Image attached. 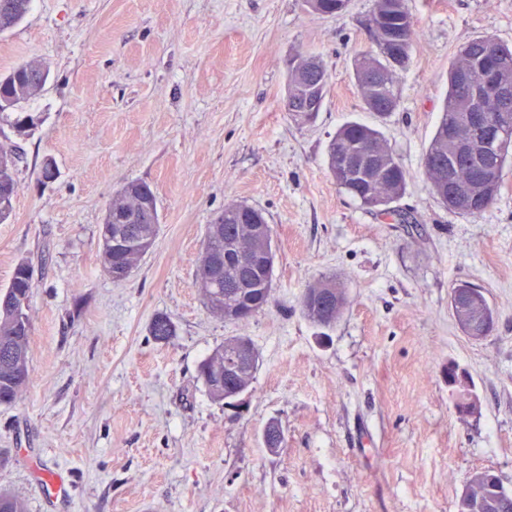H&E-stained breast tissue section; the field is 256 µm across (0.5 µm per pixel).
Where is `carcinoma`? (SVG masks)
Masks as SVG:
<instances>
[{"label":"carcinoma","instance_id":"obj_1","mask_svg":"<svg viewBox=\"0 0 512 512\" xmlns=\"http://www.w3.org/2000/svg\"><path fill=\"white\" fill-rule=\"evenodd\" d=\"M31 0H0V29H13L27 15ZM375 9L383 21L371 36L374 49L360 52L354 60L357 84L366 108L380 117L396 111L400 103L398 77L410 64L411 53L394 63L390 60L392 44L388 31L400 29L412 19L408 0H375ZM503 60L502 77L512 82V48L490 36L478 37L463 46L450 62L448 95L440 121L424 158V173L432 193L448 210L477 219L497 200L503 188L504 170L512 165V145L492 154L486 175H477L464 161L461 145L478 136L465 119V101L457 74L473 69L474 60L484 54ZM330 75L320 58L298 53L288 67V118L297 126L310 123L322 110L328 94ZM48 76L19 64L11 69V78L0 81V101L13 108L42 90ZM488 120L493 125L512 130V109L502 111L495 103L485 102ZM453 138H448V129ZM363 157L367 160L366 180L360 184L346 181L345 161ZM328 170L336 185L358 205L371 213L397 218L400 224H415L411 214L390 207L405 192L407 173L381 132L369 125L349 122L336 131L328 147ZM15 175L0 170V222L12 214L17 191L12 188ZM468 187L469 202L455 198L456 185ZM153 190L141 180H131L112 195L113 207L131 217L128 224H105L99 230L100 262L107 273L123 265L136 269L160 230L158 206L151 205ZM131 241L126 253L112 252V240ZM245 244L252 251L271 247L272 228L263 213L245 203L224 205V213L207 225L202 256L196 268L194 285L208 311L218 317L231 311L239 294H249L257 301L256 311L270 302L273 291L274 263L256 266L251 262L224 266V274L215 278L213 263L224 254ZM28 261L18 262L9 284L0 289V405L19 399L31 377L30 333L27 309L34 285L27 273ZM348 305L344 288L335 280L321 278L309 284L302 298L304 315L314 324L330 328ZM149 332L157 342H166L176 334V327L164 314L155 315ZM259 367V353L246 336H231L216 347L199 365L198 377L209 397L216 403L235 400L249 391ZM495 485L482 477L466 487L457 503V512H512V490L494 491ZM0 512H27L19 497L0 490Z\"/></svg>","mask_w":512,"mask_h":512}]
</instances>
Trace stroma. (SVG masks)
<instances>
[{
	"mask_svg": "<svg viewBox=\"0 0 512 512\" xmlns=\"http://www.w3.org/2000/svg\"><path fill=\"white\" fill-rule=\"evenodd\" d=\"M412 59L385 119L358 93L354 59L371 49L373 0L334 16L304 0H33L0 35V74L38 59L41 93L19 104L18 192L0 223V288L27 260L32 375L0 407V489L28 512H456L470 476L512 488V168L472 219L433 196L423 157L448 66L474 37L512 47V0H408ZM330 74L306 126L284 110L288 61ZM350 121L377 126L408 173L398 224L359 208L327 169ZM57 167L45 181V161ZM154 190L161 231L116 283L99 259L112 195ZM263 210L276 250L272 301L248 321L211 315L193 285L205 227L226 203ZM331 276L349 304L322 329L301 309ZM481 288L489 336L456 326L450 294ZM170 317L158 342L149 324ZM230 336L252 340L256 379L238 407L213 402L199 363ZM479 401L458 414L448 367ZM277 423L284 443L266 450ZM61 477L64 493L48 485Z\"/></svg>",
	"mask_w": 512,
	"mask_h": 512,
	"instance_id": "stroma-1",
	"label": "stroma"
}]
</instances>
